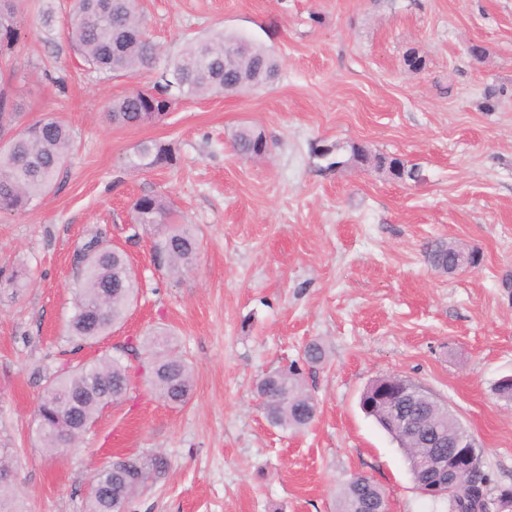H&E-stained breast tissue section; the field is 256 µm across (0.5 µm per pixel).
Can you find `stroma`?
Returning a JSON list of instances; mask_svg holds the SVG:
<instances>
[{"instance_id": "obj_1", "label": "stroma", "mask_w": 512, "mask_h": 512, "mask_svg": "<svg viewBox=\"0 0 512 512\" xmlns=\"http://www.w3.org/2000/svg\"><path fill=\"white\" fill-rule=\"evenodd\" d=\"M160 47L155 70L103 81L64 31L71 0H25L20 41L0 77L22 105L21 131L44 116L74 148L52 191L0 214V270L25 263L29 285L0 299V441L18 458L30 512H85L89 480L109 460L156 453L168 468L127 512H336L356 474L390 512H437L413 486L397 443L359 406L398 373L457 416L495 483L512 485V406L493 388L512 374V0H139ZM226 31L267 47L268 85L180 99L159 122L110 124L112 99L158 81L187 40ZM480 45L481 58L468 48ZM423 57L409 70V53ZM242 125L270 152L235 154ZM173 144V169L135 170L136 144ZM360 145L417 165L419 183L356 166L326 169L324 144ZM170 200L199 242L192 270L170 274L156 237L134 233L130 200ZM102 233L142 284L123 325L76 350L64 327L77 253ZM480 251L479 265L435 271L425 245ZM173 332L195 383L170 405L133 349ZM320 342L323 363L303 362ZM122 356L131 386L78 446L47 453L33 411L62 362ZM300 363L318 414L272 426L256 393L266 373Z\"/></svg>"}]
</instances>
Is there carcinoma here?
<instances>
[{"mask_svg":"<svg viewBox=\"0 0 512 512\" xmlns=\"http://www.w3.org/2000/svg\"><path fill=\"white\" fill-rule=\"evenodd\" d=\"M20 0H0V56L12 53L18 38ZM67 39L76 58L104 80L134 78L153 67L158 48L148 35L136 0H72ZM239 37L221 33L214 38L186 42L181 55L168 67L179 96L207 93H235L255 86L253 72L263 70L262 81L277 76L279 63L270 51L255 43L235 57L224 70V57ZM175 102L168 85L137 87L112 100L109 121L128 127L164 118ZM236 152L247 158L262 157L269 143L262 133L248 126L238 128L232 137ZM73 147L68 125L47 116L28 124L20 133L0 141V213L26 209L55 185L61 166ZM177 152L170 143L144 141L136 146L130 164L134 169L172 168ZM352 163L377 165L386 161L383 171L398 180L417 182V167L395 157L372 153L361 146L351 150ZM133 223L143 231L160 234L155 252L160 254L172 274L189 270L199 244L187 224H177L167 199L154 193L143 194L130 204ZM430 266L451 274L457 265L478 261L477 251L460 244L436 240L426 244ZM79 288L68 334L80 344H92L122 324L137 292V274L119 249L91 236L80 251ZM0 285L16 296L26 288L25 272L18 267L0 275ZM148 360L150 385L171 404H183L193 391L189 363L179 353L172 334H150L142 346ZM129 368L119 357L104 356L92 363L69 368L48 377L46 390L34 409L37 430L48 448L72 446L92 426L102 409L120 401L130 384ZM393 376L383 375L364 390L360 405L367 416L398 442L407 460L412 480L417 481L430 468L437 452L448 453V446L470 436L455 414L430 393L408 378L402 386L408 391L406 402L413 408L419 426L443 435L435 448L429 439L409 437L390 426L391 405L375 397ZM256 391L267 420L274 426L302 429L314 419L317 404L302 382L300 367L265 374ZM166 461L156 454L117 457L108 467L96 471L97 487L89 488L86 512H126L131 499L156 481L165 471ZM12 452L0 448V512H26L17 495ZM376 503L385 499L382 489L364 475L352 476L343 486L336 512H355L359 500ZM445 512H483L479 494L465 488L460 480L443 498Z\"/></svg>","mask_w":512,"mask_h":512,"instance_id":"1","label":"carcinoma"}]
</instances>
